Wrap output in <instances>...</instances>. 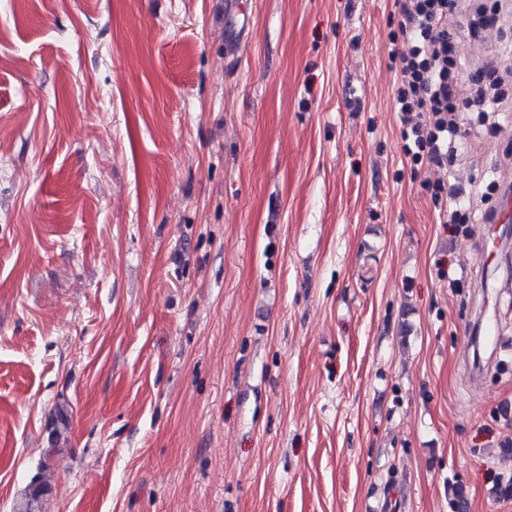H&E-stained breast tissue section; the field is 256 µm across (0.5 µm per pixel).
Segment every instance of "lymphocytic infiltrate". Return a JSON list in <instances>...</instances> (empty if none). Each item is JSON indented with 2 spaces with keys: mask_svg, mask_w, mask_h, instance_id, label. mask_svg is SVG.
<instances>
[{
  "mask_svg": "<svg viewBox=\"0 0 512 512\" xmlns=\"http://www.w3.org/2000/svg\"><path fill=\"white\" fill-rule=\"evenodd\" d=\"M458 0H405L401 29L407 39L397 54L396 109L403 151L413 164H440L456 149L460 112L494 111L500 98L482 77L463 87L454 40L446 28Z\"/></svg>",
  "mask_w": 512,
  "mask_h": 512,
  "instance_id": "f902f5d3",
  "label": "lymphocytic infiltrate"
}]
</instances>
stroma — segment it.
<instances>
[{
  "mask_svg": "<svg viewBox=\"0 0 512 512\" xmlns=\"http://www.w3.org/2000/svg\"><path fill=\"white\" fill-rule=\"evenodd\" d=\"M244 2L0 0V512H512V92L411 165L404 0Z\"/></svg>",
  "mask_w": 512,
  "mask_h": 512,
  "instance_id": "obj_1",
  "label": "stroma"
}]
</instances>
